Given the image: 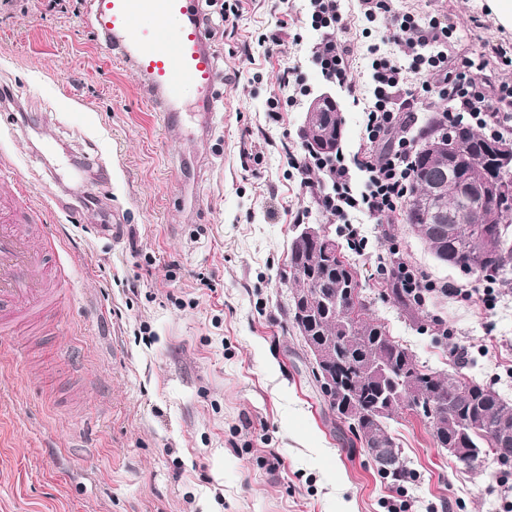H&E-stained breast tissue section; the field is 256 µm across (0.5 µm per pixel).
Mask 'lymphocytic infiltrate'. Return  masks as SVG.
<instances>
[{"label": "lymphocytic infiltrate", "instance_id": "obj_1", "mask_svg": "<svg viewBox=\"0 0 512 512\" xmlns=\"http://www.w3.org/2000/svg\"><path fill=\"white\" fill-rule=\"evenodd\" d=\"M361 6L366 23L385 19L389 25L381 43L367 48L373 86L357 150L350 158L341 152L326 157L310 150L288 157L306 193L331 222L342 224L349 244L360 253L367 239L350 223V216L363 214L382 224L402 211L407 200L418 152L411 134L419 119L417 107L447 101V110L436 118L443 130L468 127L491 139L512 134V76L505 74L493 82L483 73L489 53L501 57L504 66L512 65L506 49L486 41L476 56L452 62L447 50L451 24L435 17L425 22L398 11L394 0H361ZM305 19L315 33L314 41L306 44L308 60L326 82L359 101L361 87L351 77L339 0H306ZM384 43L392 45V53H381ZM389 251L381 274L404 289L417 306L450 295L478 300L489 309L501 294L503 284L495 279L479 287L435 282L403 258L398 244H391Z\"/></svg>", "mask_w": 512, "mask_h": 512}]
</instances>
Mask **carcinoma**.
I'll list each match as a JSON object with an SVG mask.
<instances>
[{"label": "carcinoma", "instance_id": "obj_1", "mask_svg": "<svg viewBox=\"0 0 512 512\" xmlns=\"http://www.w3.org/2000/svg\"><path fill=\"white\" fill-rule=\"evenodd\" d=\"M321 128L327 145L318 152L337 151L342 112L322 113ZM511 146V141L490 139L472 129L435 132L414 160L405 221L449 266L486 278L512 269V199L488 197L489 216L475 213L469 223L448 232V218L459 207L458 189L512 184V167L504 151ZM475 224L483 226L481 233L474 231ZM486 236L501 238V246L484 249ZM290 264V279L308 289L312 301L307 310L300 302L289 303V323L296 330L306 327L305 344L335 345V378L326 401L356 440L370 434L399 455L398 466L385 476L400 482L407 474L399 445L388 430V420L403 408L427 419L437 444L458 448L468 459L495 456L499 420L512 423L508 402L487 385L463 377L447 381L418 364L370 316L356 272L339 250L313 246ZM429 401L438 405L437 413H431Z\"/></svg>", "mask_w": 512, "mask_h": 512}]
</instances>
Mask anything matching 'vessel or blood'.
<instances>
[{"label":"vessel or blood","mask_w":512,"mask_h":512,"mask_svg":"<svg viewBox=\"0 0 512 512\" xmlns=\"http://www.w3.org/2000/svg\"><path fill=\"white\" fill-rule=\"evenodd\" d=\"M201 0H89L87 16L102 49L135 71L165 128L191 135L187 94L212 113L218 83ZM0 217V321L42 310L50 294L45 255L21 227Z\"/></svg>","instance_id":"b4317fda"}]
</instances>
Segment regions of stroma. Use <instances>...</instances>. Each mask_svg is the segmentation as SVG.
<instances>
[{
  "instance_id": "1",
  "label": "stroma",
  "mask_w": 512,
  "mask_h": 512,
  "mask_svg": "<svg viewBox=\"0 0 512 512\" xmlns=\"http://www.w3.org/2000/svg\"><path fill=\"white\" fill-rule=\"evenodd\" d=\"M396 7L452 23L451 57L486 39L512 48L490 0ZM86 10L87 0L0 8V87L15 100L0 106V158L15 167L0 201L41 210L33 243L55 247L51 269L63 275L51 324L0 334V512H512V466L466 469L407 409L388 427L409 477L382 478L282 329L281 273L303 211L421 365L512 403V288L492 310L439 296L405 311L377 269L391 244L434 281L468 275L438 262L399 214L363 225L357 255L289 167L312 97L338 101L348 156L364 106L306 64L304 48L258 45L283 18L280 0H242L233 35L212 38L222 84L202 140L164 129L137 75L98 47ZM341 10L354 76L367 81L364 52L383 31L367 29L359 0ZM296 62L309 93L269 116Z\"/></svg>"
}]
</instances>
